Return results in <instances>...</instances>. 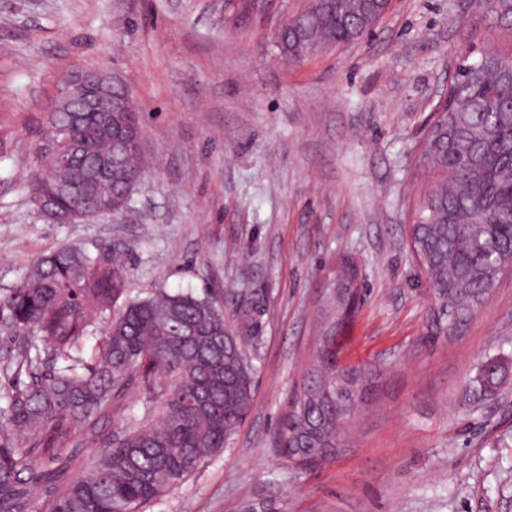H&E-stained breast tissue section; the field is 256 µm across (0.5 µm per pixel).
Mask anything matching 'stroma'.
I'll list each match as a JSON object with an SVG mask.
<instances>
[{
    "label": "stroma",
    "mask_w": 512,
    "mask_h": 512,
    "mask_svg": "<svg viewBox=\"0 0 512 512\" xmlns=\"http://www.w3.org/2000/svg\"><path fill=\"white\" fill-rule=\"evenodd\" d=\"M306 5L282 0L242 33L224 0H0V291L69 245L127 250L133 297L223 293L235 331L263 297L248 416L140 512H512V383L475 384L482 360L512 361V274L460 336L428 347L407 233L449 68L472 49L512 52V33L469 0H392L370 40L289 64L272 33ZM80 69L123 77L151 165L133 215L54 224L29 185L44 115ZM344 254L366 287L344 356L381 376L343 452L301 469L273 436L313 350L319 283Z\"/></svg>",
    "instance_id": "stroma-1"
}]
</instances>
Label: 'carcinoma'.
<instances>
[{"instance_id": "carcinoma-1", "label": "carcinoma", "mask_w": 512, "mask_h": 512, "mask_svg": "<svg viewBox=\"0 0 512 512\" xmlns=\"http://www.w3.org/2000/svg\"><path fill=\"white\" fill-rule=\"evenodd\" d=\"M489 21L512 18V0H481ZM379 0H321L275 31L279 55L298 62L353 43L376 26ZM108 118L52 112L30 185L49 208L98 215L132 211L131 187L143 175L137 109ZM435 182L409 228L410 250L430 288L431 347L459 334L499 284L493 270L512 265V54L482 50L458 61L448 97L436 108L421 151ZM127 266L110 249L95 256L61 246L38 259L23 280L0 293V316L18 340L4 366L25 374L22 388L0 390V512H139L218 453L253 402L252 367L213 296L159 288L132 298ZM361 288L356 262L342 257L321 285L318 339L299 393L274 436V450L302 469L340 453L343 428L357 410V389L375 388L377 371L338 360L336 337L353 320L348 300ZM264 312L252 302L243 331ZM103 327L94 358L86 341ZM144 394L143 413L97 449L113 409ZM97 453L93 470L69 474ZM43 490L42 498L34 488Z\"/></svg>"}]
</instances>
